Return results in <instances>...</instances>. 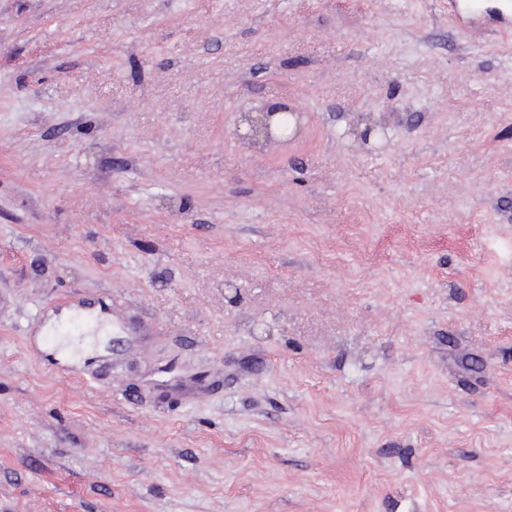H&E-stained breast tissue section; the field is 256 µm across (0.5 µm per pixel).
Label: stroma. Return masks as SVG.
I'll list each match as a JSON object with an SVG mask.
<instances>
[{
	"mask_svg": "<svg viewBox=\"0 0 512 512\" xmlns=\"http://www.w3.org/2000/svg\"><path fill=\"white\" fill-rule=\"evenodd\" d=\"M282 102L296 140L237 135ZM0 512H512V42L0 0Z\"/></svg>",
	"mask_w": 512,
	"mask_h": 512,
	"instance_id": "35a3bbf8",
	"label": "stroma"
}]
</instances>
